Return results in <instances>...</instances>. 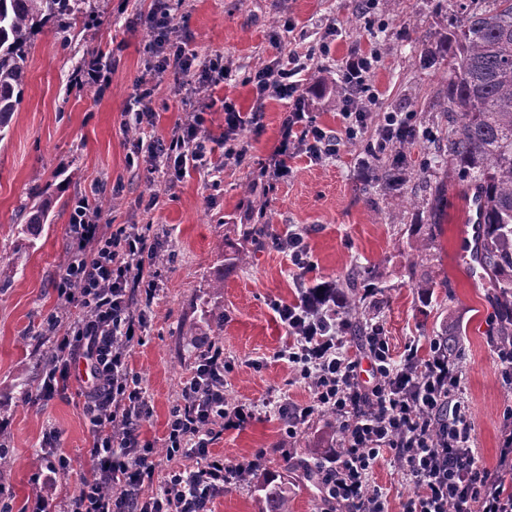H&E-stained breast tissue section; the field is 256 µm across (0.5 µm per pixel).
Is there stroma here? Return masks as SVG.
<instances>
[{
	"mask_svg": "<svg viewBox=\"0 0 512 512\" xmlns=\"http://www.w3.org/2000/svg\"><path fill=\"white\" fill-rule=\"evenodd\" d=\"M171 39L187 42L199 59H222L230 81L203 84L214 103L211 136H224V104L250 112L255 91L246 81L272 60L287 61L298 46L289 26L306 30L311 41H327L302 87L315 125L339 129V71L360 52L376 51L369 74L379 93L368 120L376 127L383 112H410L416 133L384 153L370 155V136L341 141L335 156L315 164L291 159V172L268 191L265 167L272 164L288 114L285 101L266 97L263 128L236 135L247 150L244 163L216 146L207 169L174 175L129 166L136 143L169 139L184 121L183 94L172 77L153 86L154 125L127 126L136 111L138 84L152 62L149 16L153 0H92L93 25L76 29L62 48L52 23L32 38L24 99L0 140V257H17L10 283L0 289V442L9 464L0 467V495L13 512H26L37 485L43 437L55 432L67 472L53 485L64 500L81 478L90 476L85 455L91 425L69 381L52 399L41 400L42 358L52 346L44 333L47 317L68 326L59 292L69 261V220L79 198L102 203L100 226L111 232L122 224L148 228L163 245L164 287L152 302H138L145 317L142 342L128 367L144 390L149 413L141 439L151 443L155 472L146 494L159 492L169 471L195 467L192 457L164 454L170 410L179 402L183 381L201 352L216 344L234 365L226 376L229 401L255 404L256 417L239 430L224 431L211 455L237 470L256 452L265 458L256 477L232 482L211 499L210 512H266L261 480L286 484L290 512H324L316 476L321 458L336 450L334 418L319 413L287 436L268 404L290 407L311 401L313 392L277 354L288 334L272 310L293 301L301 283L336 282L337 297L357 311V324L343 333L344 349L361 359L360 379L372 383L364 362V327L380 323L393 353L418 343L428 355L432 339L457 348L464 398L474 423V446L483 463L495 465L502 444V412L512 390L498 376L492 336L497 300L489 282L468 271L467 218L477 208L473 190L448 165L444 144L451 119L440 104L448 90L449 33L446 0H171ZM102 55L112 69L93 87L75 85L81 58ZM53 199L46 224L36 235L21 231L17 208L38 191ZM157 196L152 209L143 202ZM252 224L266 225L268 239L246 237ZM297 232L304 237L312 265L302 270L276 246ZM223 287H215V280ZM430 281L429 293L417 284ZM223 311L216 328L214 311ZM371 481L387 496L389 512H401L412 495L398 462L384 456Z\"/></svg>",
	"mask_w": 512,
	"mask_h": 512,
	"instance_id": "obj_1",
	"label": "stroma"
}]
</instances>
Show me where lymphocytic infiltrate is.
<instances>
[{
    "label": "lymphocytic infiltrate",
    "instance_id": "f902f5d3",
    "mask_svg": "<svg viewBox=\"0 0 512 512\" xmlns=\"http://www.w3.org/2000/svg\"><path fill=\"white\" fill-rule=\"evenodd\" d=\"M167 2L154 0L155 61L141 80L134 123L140 127L154 123L151 82L168 72L180 76L191 121L176 125L168 141L148 145L147 161L151 169L171 168L183 174L207 160L206 115L213 107L200 97L187 73L198 67L204 81L216 85L229 80L232 71L216 60L197 63L184 45L171 44ZM325 52L324 45H309L292 54L286 66L253 72L248 81L258 104L251 112L241 113L230 102L224 105V135L229 138L246 126L261 129L260 102L266 93L287 101L289 113L270 182L288 175L287 161L297 152L314 159L331 156L340 138H357L367 127L377 96L368 82L377 59L373 53L350 58L343 68L342 135L308 128L301 88L309 66ZM70 234L75 246L61 289L66 306L75 314L67 332L54 342L53 361L44 372L40 394H57L72 368L84 366L81 395L92 430L87 450L92 472L64 502L40 491L29 512H208L211 498L228 484L223 460L210 455L209 447L220 430L237 429L252 420L255 407L227 401L224 375L233 365L225 360L221 347L210 346L181 388L166 438L168 455L193 454L204 464L170 472L160 492L143 496L142 486L153 473L149 451L140 441L147 402L138 378L128 370L126 356L139 342L143 326L142 316L133 309L136 296L151 300L162 288L156 265L161 245L148 241L135 224L102 232L85 202L71 214ZM273 310L290 337L279 358L287 360L314 390L309 405L278 406L287 435H294L299 424L319 412L334 414L338 423L340 451L318 469L325 501L344 507L345 512H386L383 493L370 484L369 475L379 456L388 451L414 486L402 512H512V492L505 488L506 479L512 478V408L503 415L498 460L487 466L472 449L462 373L439 340L431 341L428 358H419L417 347L411 346L397 360L382 325L370 324L364 345L375 382L365 385L359 379V361L343 352L337 337L347 319L336 301L334 283L300 286L293 302L276 303Z\"/></svg>",
    "mask_w": 512,
    "mask_h": 512
}]
</instances>
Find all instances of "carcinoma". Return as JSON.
Returning <instances> with one entry per match:
<instances>
[{
    "instance_id": "cac0c4a2",
    "label": "carcinoma",
    "mask_w": 512,
    "mask_h": 512,
    "mask_svg": "<svg viewBox=\"0 0 512 512\" xmlns=\"http://www.w3.org/2000/svg\"><path fill=\"white\" fill-rule=\"evenodd\" d=\"M451 74L442 108L453 115L448 163L474 186L481 230L476 260L500 299L496 341H512V0H449ZM89 0H0V139L23 101L34 31L52 21L71 44ZM50 198L32 196L21 232L49 216ZM270 512H288V488L262 485Z\"/></svg>"
}]
</instances>
